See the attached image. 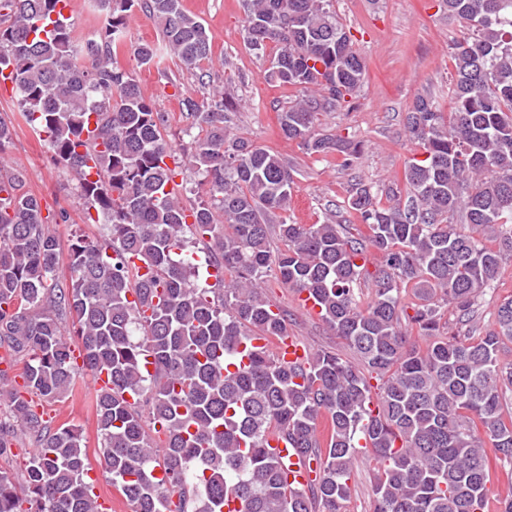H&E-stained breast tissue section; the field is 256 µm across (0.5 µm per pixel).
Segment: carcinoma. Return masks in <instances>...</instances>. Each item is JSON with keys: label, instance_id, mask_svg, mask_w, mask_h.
Here are the masks:
<instances>
[{"label": "carcinoma", "instance_id": "1", "mask_svg": "<svg viewBox=\"0 0 512 512\" xmlns=\"http://www.w3.org/2000/svg\"><path fill=\"white\" fill-rule=\"evenodd\" d=\"M60 2L0 0V70L12 71L20 115L77 174L109 235H73L60 281L49 217L23 174L0 162V348L23 379L18 388L0 373V458L13 456L18 434L34 439L19 467L0 468V512H99L80 429L51 428L36 411L67 398L87 371L109 378L95 395L99 450L131 512H224L232 499L240 512H344L361 449L377 467L373 512H487L483 439L512 466V363L500 358L512 297L495 305L492 328L475 323L480 295L512 256V0H441L464 29L452 47L455 111L446 118L429 94L416 97L405 131L424 158L407 162L402 188L352 184L347 207L363 235L333 215L288 222L291 169L224 126L234 107L226 90L186 101L197 134L186 163L176 161L163 115L114 57L140 9L182 67L209 62L211 38L180 0H98L105 22L87 46L89 66ZM244 2L246 45L275 44L267 77L301 92L279 115L282 134L352 167L359 143L312 132L317 114L351 107L365 77L334 0ZM132 54L140 67L161 63L149 44ZM187 165L202 172L212 203L175 198ZM187 229L208 239L222 287L196 283ZM271 275L308 294L361 365L327 350L300 367L263 350L241 363L252 332L288 335V311L263 292ZM364 277L374 288L367 303L356 293ZM410 284L419 303L404 325ZM271 435L314 475L306 486L289 482Z\"/></svg>", "mask_w": 512, "mask_h": 512}]
</instances>
